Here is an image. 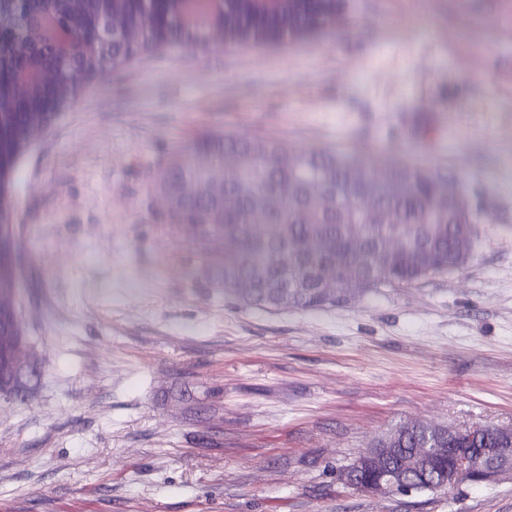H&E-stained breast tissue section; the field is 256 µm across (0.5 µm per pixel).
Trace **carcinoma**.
Segmentation results:
<instances>
[{
  "label": "carcinoma",
  "mask_w": 512,
  "mask_h": 512,
  "mask_svg": "<svg viewBox=\"0 0 512 512\" xmlns=\"http://www.w3.org/2000/svg\"><path fill=\"white\" fill-rule=\"evenodd\" d=\"M332 4L318 14L303 4L295 11L256 19L242 0H228L224 27L186 28L180 0H0V117L10 121L17 144L38 113L21 105L37 100L10 78L32 59L36 44L60 35L81 40L104 29L120 40L107 42L96 60L83 63L55 56L40 59L43 89L57 93L104 80L130 61L164 46L198 52L221 47L224 38L262 40L289 34L305 38L332 23ZM164 186L180 204L159 215L183 230L221 270L224 292L265 309L290 305L307 311L333 305L321 288V273L338 266L367 283L358 295L401 288L462 268L460 244L474 236L468 206L442 207L453 178L394 162L366 166L359 159L323 149L294 150L269 137L229 131L197 136L190 157L171 156ZM232 247L215 256L209 242ZM21 373L0 358V391L18 390ZM425 430L414 428L400 452L424 447Z\"/></svg>",
  "instance_id": "1"
}]
</instances>
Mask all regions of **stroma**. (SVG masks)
<instances>
[{"label":"stroma","instance_id":"35a3bbf8","mask_svg":"<svg viewBox=\"0 0 512 512\" xmlns=\"http://www.w3.org/2000/svg\"><path fill=\"white\" fill-rule=\"evenodd\" d=\"M461 181L463 269L347 305L225 294L149 199L207 130ZM23 390L0 512H512V482L336 479L403 421L512 426V0H342L337 28L174 48L85 89L24 156Z\"/></svg>","mask_w":512,"mask_h":512}]
</instances>
